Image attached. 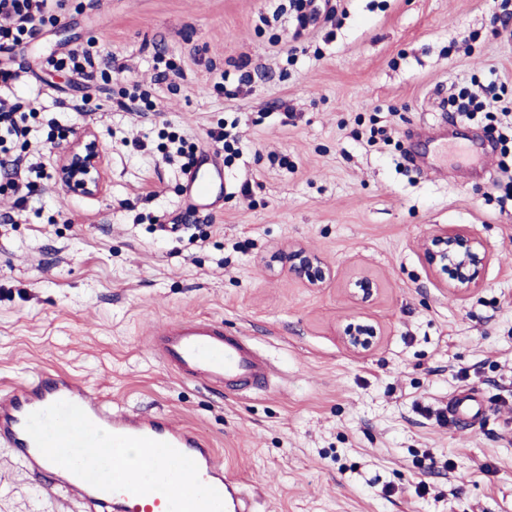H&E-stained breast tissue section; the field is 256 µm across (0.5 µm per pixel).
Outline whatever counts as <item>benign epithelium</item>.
I'll list each match as a JSON object with an SVG mask.
<instances>
[{"label": "benign epithelium", "instance_id": "obj_1", "mask_svg": "<svg viewBox=\"0 0 512 512\" xmlns=\"http://www.w3.org/2000/svg\"><path fill=\"white\" fill-rule=\"evenodd\" d=\"M58 183L69 193L94 197L103 193L106 181L105 153L96 135L87 132L75 139L55 163ZM288 274L311 288H318L332 276V269L315 253L296 244L282 249ZM423 258L438 278H449L446 286L457 296H463L480 284L489 260L484 243L463 229L440 228L423 244ZM378 329L366 321L351 324L343 334L347 349L363 353L374 345Z\"/></svg>", "mask_w": 512, "mask_h": 512}]
</instances>
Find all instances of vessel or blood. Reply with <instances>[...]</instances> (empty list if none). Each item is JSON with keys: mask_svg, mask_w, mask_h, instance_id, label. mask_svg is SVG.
Wrapping results in <instances>:
<instances>
[{"mask_svg": "<svg viewBox=\"0 0 512 512\" xmlns=\"http://www.w3.org/2000/svg\"><path fill=\"white\" fill-rule=\"evenodd\" d=\"M183 187L194 210L211 211L224 189V171L208 155H201L185 175ZM154 344L165 362L187 380L239 392L264 388L270 380L268 362L249 340L225 333L221 325L211 320L167 325L157 332ZM60 400L76 404L93 423L111 433L169 443L196 462L200 480L220 493L225 512H251L250 501L237 480L225 470L209 442L193 429L161 416L113 411L91 398L76 380L59 374L40 375L1 393L0 446L10 448L13 459L27 470L49 476L51 484L63 486L83 505L84 512H167L168 502L159 492L134 495L100 490L45 458L25 430L26 418ZM477 403L473 394L451 397L449 422L470 421V412Z\"/></svg>", "mask_w": 512, "mask_h": 512, "instance_id": "1", "label": "vessel or blood"}]
</instances>
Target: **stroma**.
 Returning a JSON list of instances; mask_svg holds the SVG:
<instances>
[{"label": "stroma", "mask_w": 512, "mask_h": 512, "mask_svg": "<svg viewBox=\"0 0 512 512\" xmlns=\"http://www.w3.org/2000/svg\"><path fill=\"white\" fill-rule=\"evenodd\" d=\"M338 23L299 30L288 0H66L34 41L0 53L25 68L12 90L43 92L67 139L36 126L31 149L54 164L94 132L103 195L38 181L0 189V392L42 372L81 381L128 413H156L207 439L253 512H512V179L498 130L440 103L493 82L512 110V34L489 0H331ZM95 46L112 69L86 88L49 56ZM181 68L157 80L156 53ZM156 104L119 106L133 84ZM390 143L368 145L371 121ZM235 125L243 153L224 171L220 212H192L168 133L210 145ZM481 141L461 156L457 142ZM463 227L490 259L463 297L429 271L422 241ZM296 243L333 270L322 287L273 259ZM367 301L353 299L361 278ZM212 318L272 366L267 389L218 391L177 376L153 347L175 319ZM381 330L363 354L342 333ZM475 394L472 425L435 414ZM426 484L427 494L417 491ZM63 489L0 447V512H81Z\"/></svg>", "instance_id": "obj_1"}]
</instances>
